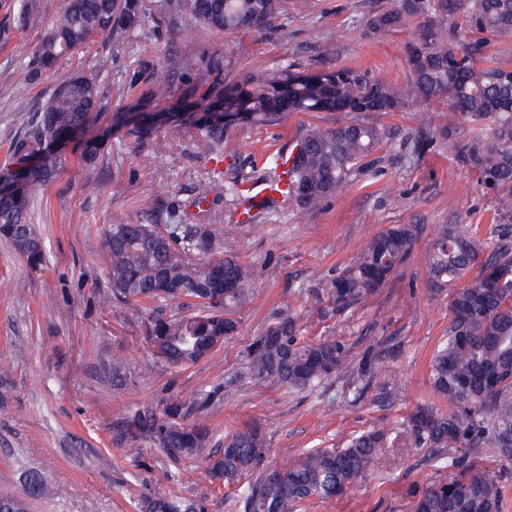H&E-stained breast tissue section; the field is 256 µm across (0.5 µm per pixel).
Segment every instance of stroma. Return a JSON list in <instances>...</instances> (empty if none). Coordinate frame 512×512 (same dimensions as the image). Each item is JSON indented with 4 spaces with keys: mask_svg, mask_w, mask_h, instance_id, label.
Here are the masks:
<instances>
[{
    "mask_svg": "<svg viewBox=\"0 0 512 512\" xmlns=\"http://www.w3.org/2000/svg\"><path fill=\"white\" fill-rule=\"evenodd\" d=\"M143 2L156 15L149 27L112 34L32 78L28 59L66 0H40L23 27L14 20L16 0H0V169L11 163L15 143L29 135L59 80L91 72L97 59L107 62L97 73L100 110L90 128L104 137L105 148L86 162L83 137H73L57 152L54 177L33 197L31 222L45 249L43 265L30 267L0 239V488L21 492L27 474L35 473L52 485L53 496L31 501L30 512H144L167 475L174 494L198 503L202 512H244L240 491L203 478L204 463L149 440L138 455L127 451L123 421L161 412L168 399L197 395L211 399L199 418L214 447L225 435L257 424L271 465L312 448L343 447L367 430L389 431L398 444L380 456L361 487L301 512H412L423 480L444 474L443 460L414 447L407 428L416 406L444 405L431 388L429 363L448 330V294L430 291L425 254L440 224H471L486 239L512 228V218L497 210L496 191L464 155L470 124L446 105L421 99L399 112L372 114L370 122L386 137L341 195L302 214L283 204L253 224L237 221L238 198L229 189L235 173L262 167L267 153L291 151L302 129L331 126L346 115L292 113L276 126L240 130L220 166L211 216L249 271L253 296L236 312L237 330L220 347L193 365H167L155 354L148 323L191 312V304L156 299L103 305L102 295L111 290L99 261L104 229L117 219L143 221L149 200L158 222H166L172 202L191 201L209 165L182 128L160 124L151 138L137 142L120 117L138 105L155 111L147 94L157 69H167L178 87L200 83L215 53L235 57L250 71L288 59L309 69L350 67L401 82L416 26L369 37L366 19L395 0H312L310 11L278 17L263 34H224L173 19L158 0ZM328 44L334 49L329 58L323 54ZM420 112L430 115L424 130L430 144L414 155L407 138L419 130ZM117 181L124 191L116 196ZM392 224L422 227L408 262L355 306L337 310L319 302L325 282ZM285 306L301 315L307 339L343 340L355 359L375 348L390 361L398 391L385 399L378 384L358 390L344 373L314 392L245 377L247 347ZM116 359L127 365L119 378L112 373Z\"/></svg>",
    "mask_w": 512,
    "mask_h": 512,
    "instance_id": "stroma-1",
    "label": "stroma"
}]
</instances>
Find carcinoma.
Segmentation results:
<instances>
[{
    "mask_svg": "<svg viewBox=\"0 0 512 512\" xmlns=\"http://www.w3.org/2000/svg\"><path fill=\"white\" fill-rule=\"evenodd\" d=\"M301 12L309 0H168L175 17L193 19L227 33L263 32L271 20L288 14V5ZM459 16L475 34L512 37V0H400V5L366 21L374 36L418 19L409 43V75L401 83L369 77L353 69L304 71L285 61L234 80L223 73L236 63H210L208 88L200 93L185 86L172 94L169 72L157 73L149 98L165 116L185 128L196 152L222 158L224 142L244 126H273L290 112H346L355 117L333 126L306 128L286 174L284 200L291 211L319 208L338 196L360 174L378 148L385 131L364 120L369 112H397L416 98L444 102L475 130L464 145L472 166L498 193L501 214H512V70L483 67L481 40L466 45L448 33L443 18ZM152 20L139 0H67L62 13L28 63L36 77L52 69L75 50L107 37L122 26L142 29ZM69 91L54 94L37 117L29 137L17 142L15 183L0 186V237L6 238L31 266L44 253L30 222V202L36 187L49 180L56 167L55 148L75 127L88 126L98 111L95 77L66 76ZM39 156L36 164L28 163ZM199 224L182 223L181 206L169 212L170 223L106 225L102 263L112 294L103 302L133 304L162 298L191 300L197 311L157 318L148 336L157 356L171 366L189 365L208 356L237 330L234 310L251 299L248 270L233 246L224 243V225L213 224L205 211ZM421 228L393 224L375 234L351 264L322 288L323 298L348 308L377 292L389 276L411 257ZM432 286L442 289L463 280L448 294V332L430 361L434 393L448 403L443 410L419 406L409 416V434L417 448L448 451L450 473L425 481L413 512H502V478L512 465V229L494 241L479 237L470 225L441 226L425 256ZM299 317L281 309L265 331L248 347L245 369L257 382L313 391L323 380L343 370L352 382L367 386L383 375L385 393L394 389L393 370L373 354L357 364L349 360L339 340L308 342L301 336ZM207 400L174 398L162 414H138L127 419L123 433L129 452L152 439L187 459L209 463L204 478L232 487L248 480L244 512H297L300 504L327 501L352 492L367 479L380 455L395 442L382 430L351 437L343 448H313L296 461L282 464L283 479L266 474L268 448L258 427L224 438V447L210 448V431L202 423L181 420L201 413ZM494 467L480 468L476 460L487 453ZM52 486L30 480L27 496L47 499ZM150 512H197V506L174 495L169 478L155 487Z\"/></svg>",
    "mask_w": 512,
    "mask_h": 512,
    "instance_id": "carcinoma-1",
    "label": "carcinoma"
}]
</instances>
